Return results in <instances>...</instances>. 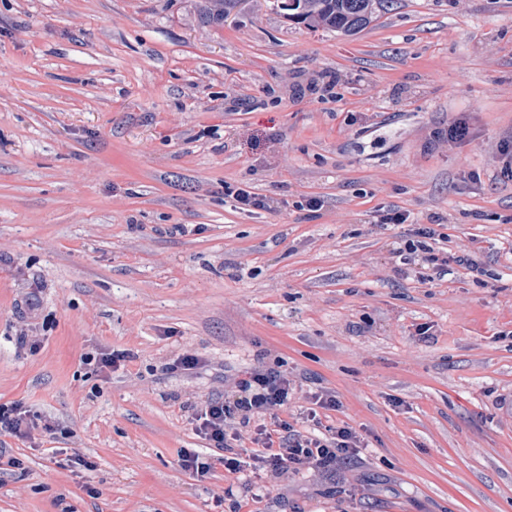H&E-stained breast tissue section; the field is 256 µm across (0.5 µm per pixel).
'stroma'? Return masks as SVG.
Returning <instances> with one entry per match:
<instances>
[{
	"instance_id": "obj_1",
	"label": "stroma",
	"mask_w": 512,
	"mask_h": 512,
	"mask_svg": "<svg viewBox=\"0 0 512 512\" xmlns=\"http://www.w3.org/2000/svg\"><path fill=\"white\" fill-rule=\"evenodd\" d=\"M210 6L0 0V403L60 424L8 438L0 512H512V0H392L353 36ZM434 222L477 271L397 263ZM279 361L360 458L258 501L182 471L191 404ZM130 358L129 353L126 352H116L112 351V353H100V356H88L86 357L87 364H91L92 361H94L96 365V369L99 372H103L105 370L108 371H116L121 366H125V362L128 361Z\"/></svg>"
}]
</instances>
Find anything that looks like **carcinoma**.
<instances>
[{
    "instance_id": "carcinoma-1",
    "label": "carcinoma",
    "mask_w": 512,
    "mask_h": 512,
    "mask_svg": "<svg viewBox=\"0 0 512 512\" xmlns=\"http://www.w3.org/2000/svg\"><path fill=\"white\" fill-rule=\"evenodd\" d=\"M293 18L310 28L324 27L344 35L365 29L388 0H298Z\"/></svg>"
}]
</instances>
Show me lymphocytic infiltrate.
<instances>
[{"mask_svg": "<svg viewBox=\"0 0 512 512\" xmlns=\"http://www.w3.org/2000/svg\"><path fill=\"white\" fill-rule=\"evenodd\" d=\"M437 231L423 224L396 250L403 264L419 261L432 264L447 274L449 263L469 264L468 256L448 259L436 249ZM297 388L287 372L256 368L246 377L233 380L224 394L204 400L192 417L198 435L207 448H183L179 465L185 472L203 476L211 469L210 449L224 451L225 469L233 473L250 472L254 478L281 481L298 466L326 472L337 464L355 458L362 446L356 431L347 426L336 428L332 436H319L306 427H294L278 419L276 411L287 406ZM56 423L32 413L23 403H0V433L17 438H34L39 432H53ZM252 437L258 449L250 459L233 452V442Z\"/></svg>", "mask_w": 512, "mask_h": 512, "instance_id": "lymphocytic-infiltrate-1", "label": "lymphocytic infiltrate"}]
</instances>
